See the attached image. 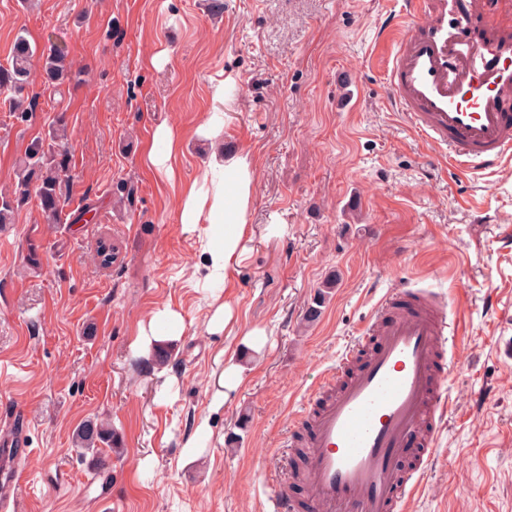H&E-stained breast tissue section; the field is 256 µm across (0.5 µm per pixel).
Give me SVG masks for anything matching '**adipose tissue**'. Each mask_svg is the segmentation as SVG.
<instances>
[{"label": "adipose tissue", "mask_w": 512, "mask_h": 512, "mask_svg": "<svg viewBox=\"0 0 512 512\" xmlns=\"http://www.w3.org/2000/svg\"><path fill=\"white\" fill-rule=\"evenodd\" d=\"M254 182L248 155L228 158L218 148L210 156L201 183L191 184L181 195V223L189 226L204 221L210 226L209 277L231 281L242 262Z\"/></svg>", "instance_id": "obj_1"}]
</instances>
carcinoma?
Listing matches in <instances>:
<instances>
[{
  "instance_id": "1",
  "label": "carcinoma",
  "mask_w": 512,
  "mask_h": 512,
  "mask_svg": "<svg viewBox=\"0 0 512 512\" xmlns=\"http://www.w3.org/2000/svg\"><path fill=\"white\" fill-rule=\"evenodd\" d=\"M36 54L37 47L19 33L12 44L8 66L0 67V107L22 121L34 109V101L25 96L24 91L28 85L31 61ZM42 58L47 82L58 87L71 80V62L64 50L52 49ZM69 162L67 130L63 123L57 121L50 126L45 137L30 143L18 162L14 184L9 191L0 193V224L14 223L18 209L32 197L37 199L47 223H58L70 193ZM335 286L336 282L332 280L321 286L315 305L307 311V322L318 319L326 294ZM74 436L76 445L87 451L100 444H118L112 428L96 420L84 421Z\"/></svg>"
}]
</instances>
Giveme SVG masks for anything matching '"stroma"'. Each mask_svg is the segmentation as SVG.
Listing matches in <instances>:
<instances>
[{
	"mask_svg": "<svg viewBox=\"0 0 512 512\" xmlns=\"http://www.w3.org/2000/svg\"><path fill=\"white\" fill-rule=\"evenodd\" d=\"M402 5L0 0V64L20 33L73 63L56 88L34 59V112L0 109L2 192L53 121L71 136L61 223L32 199L0 229V431L27 433L23 512H269L289 414L405 278L447 292L463 346L443 460L415 512H512V161L454 173L386 96L379 43ZM219 80L231 97L213 143L196 130ZM163 124L182 140L170 177L144 161ZM216 145L248 154L256 176L246 253L221 290L205 281L209 225L178 213ZM120 182L133 206L117 205ZM103 240L118 249L106 267ZM223 303L232 321L209 333ZM166 310L181 335L160 366L134 343ZM254 328L264 348L211 411L217 375ZM88 419L112 426L122 454L76 447Z\"/></svg>",
	"mask_w": 512,
	"mask_h": 512,
	"instance_id": "35a3bbf8",
	"label": "stroma"
}]
</instances>
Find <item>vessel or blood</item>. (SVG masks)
Returning <instances> with one entry per match:
<instances>
[{
	"label": "vessel or blood",
	"mask_w": 512,
	"mask_h": 512,
	"mask_svg": "<svg viewBox=\"0 0 512 512\" xmlns=\"http://www.w3.org/2000/svg\"><path fill=\"white\" fill-rule=\"evenodd\" d=\"M485 0H404L385 31L386 84L399 112L461 171L512 157V34L494 31ZM457 327L442 293H385L358 336L288 418L322 512H412L452 409L446 368ZM0 460V512H14L26 458L20 433ZM418 454L415 468L403 461Z\"/></svg>",
	"instance_id": "obj_1"
}]
</instances>
